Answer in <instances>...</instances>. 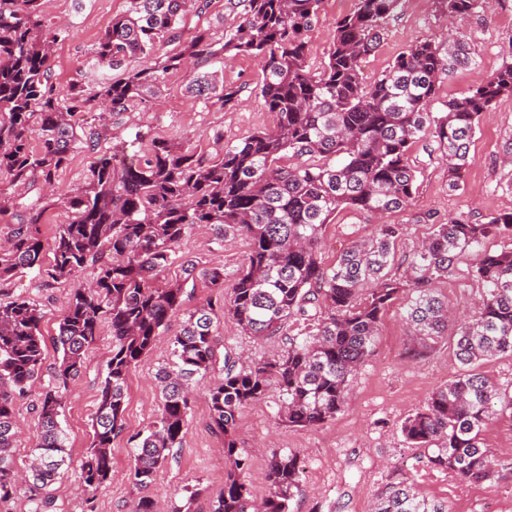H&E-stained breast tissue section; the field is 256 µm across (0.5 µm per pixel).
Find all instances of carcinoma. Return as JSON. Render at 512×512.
Segmentation results:
<instances>
[{"mask_svg":"<svg viewBox=\"0 0 512 512\" xmlns=\"http://www.w3.org/2000/svg\"><path fill=\"white\" fill-rule=\"evenodd\" d=\"M323 0H226L232 23L216 37L198 28L183 38L184 16L205 0H130L125 14L112 18L92 55L99 69L120 75L99 84L96 93L74 82L60 95L52 81V45L64 34L43 21L41 0H0V177L8 185L52 184L76 149L97 151L108 124L75 125V112L103 108L120 114L157 96L162 76L189 70L187 90L204 105L232 109L242 87L224 84L209 65L220 55H249L262 63L260 94L273 126L210 158L186 142L134 140L99 153L83 185L44 204L14 200L0 187V214L20 208L18 223L4 225L0 282L37 271L43 285L66 281L101 251L112 262L99 267L88 288H79L53 337L58 354L53 382L40 392L39 432L34 458L24 477L13 460L17 434L15 397L41 380L45 312L27 300L0 304V502L24 497L35 512L50 507L49 487L70 464L59 416L61 389L76 379L85 353L108 325L112 356L101 378L91 441L81 463V481L90 497L112 479V443L124 431L127 377L167 330L182 306L179 283L158 284L176 259V247L194 224H210L221 236H243L249 250L224 301V314L248 336L288 337V347L248 366L224 358V376L208 393L211 420L224 434V458L232 469L209 512H289L299 488L301 461L294 453L272 451L269 490L258 503L240 476L247 457L235 430L246 405L280 394L279 416L290 428H317L347 403L350 377L375 349L382 314L403 293L410 294L405 319L420 357L448 331V305L434 284L449 278L455 261L473 257L472 277L484 287L477 310L456 322L455 357L463 372L438 386L426 406L404 419L400 431L419 450L424 467L453 474L464 483H483L512 471V458L484 447L482 433L493 417L512 420V395L477 370L483 360L512 356V248L489 250L493 235L512 237V212L482 221L451 215L434 225L415 250L403 278L389 274L399 224H381L354 241L336 264L318 256L323 227L349 211L380 217L408 207L417 192L411 154L432 140L447 167L448 188L465 187L469 145L483 112L512 96V41L508 60L489 79L430 112L443 82L478 60L463 36L419 41L400 53L372 83L362 64L376 49L400 0H354L334 23L328 59L309 63L304 33L319 21ZM439 12L463 22L487 0H435ZM177 44V49H162ZM139 61L137 68L129 67ZM38 140V146L32 141ZM288 156L291 163L279 161ZM335 156L334 166L320 163ZM52 206L69 214L50 245L53 260L42 263V219ZM214 294L191 312L172 342L170 362L158 369L161 413L133 449L128 479L149 487L157 471L182 445L191 410L192 383L216 364L213 300L224 296V267L196 270ZM301 323L290 335L288 327ZM374 512H449L448 503L423 496L407 477L380 490Z\"/></svg>","mask_w":512,"mask_h":512,"instance_id":"cac0c4a2","label":"carcinoma"}]
</instances>
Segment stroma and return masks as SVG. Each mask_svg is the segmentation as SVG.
Masks as SVG:
<instances>
[{
  "label": "stroma",
  "mask_w": 512,
  "mask_h": 512,
  "mask_svg": "<svg viewBox=\"0 0 512 512\" xmlns=\"http://www.w3.org/2000/svg\"><path fill=\"white\" fill-rule=\"evenodd\" d=\"M127 0H83L81 12H74L73 0H42V14L49 23H69V36L55 44L51 59L53 81L58 92L71 83L90 82L92 48L112 17L123 14ZM341 11L336 0H324L319 22L305 35L309 61L320 68L327 59L331 25ZM448 32L446 19L434 0H401L396 15L385 26L378 48L363 62L366 82H373L394 58L416 42L442 39ZM480 63L479 70L462 69L442 84L429 111L438 112L444 100L458 96L479 77L496 72L503 64L502 47L512 39V0H496L493 9L467 19L461 28ZM225 83L243 86L239 104L230 110L206 106L185 91L189 74L183 70L164 74L158 105H134L112 117L109 140L102 150L128 141L163 137L175 142L190 139L194 150L204 156L215 153V133L225 142L236 143L271 126L273 119L260 95V62L248 55L227 57L215 64ZM512 140V96L500 97L490 112L484 113L469 152L465 188L448 189L444 163L430 155L424 145H416L411 161L417 171L418 192L405 210L387 215L392 224L402 225L404 235L397 246L391 268L394 277H404L413 249L433 231L435 223L449 214L475 216L512 211V167L503 165L502 152ZM373 231L363 217L340 213L326 226L319 253L324 264H333L352 241ZM243 237H217L213 226H191L178 247V261L161 276L163 282L185 286L181 311L174 314L167 330L154 348L142 357L128 376L125 429L112 444V479L106 489L88 499L81 485L80 465L89 446L92 416L96 410L98 383L112 355V337L102 331L86 354L84 368L63 393L61 427L71 464L50 491L54 505L49 512H133L141 495L159 499L161 512H208L211 501L224 486L230 465L224 458V436L211 422L208 389L222 377L214 369L197 379L192 387V409L181 448L162 466L146 490L134 488L127 479L133 437L156 421L160 395L155 372L170 357L171 342L180 331L189 311L205 303L211 291L202 280H187L184 261L198 267L220 265L224 286L232 288L246 255ZM470 257H462L452 277L438 286L448 301L450 316L465 317L477 307L483 287L471 275ZM99 265L86 267L69 280L42 287L35 273L16 276L0 285V303L27 300L45 314L42 331L53 338L60 316L66 311L75 289L96 275ZM406 295H399L384 312L379 342L373 354L349 381V401L335 419L316 429L284 425L278 416L279 392L269 388L266 397L244 407L237 420L236 438L250 458L241 474L254 498L268 492L267 458L270 450L298 453L303 462L299 490L290 503V512H372L379 490L400 478H411L428 497L446 501L450 512H503L512 505V473L483 484L460 483L448 475L418 463L416 450L407 448L400 425L409 415L425 407L436 387L458 375L461 366L453 354L452 337H444L425 356L413 358L412 331L405 320ZM219 353H229L246 361H258L280 352L284 337L259 340L243 335L235 322L219 319ZM38 391L16 399L18 437L14 448L15 468L24 471L30 461L37 430L35 405Z\"/></svg>",
  "instance_id": "obj_1"
}]
</instances>
